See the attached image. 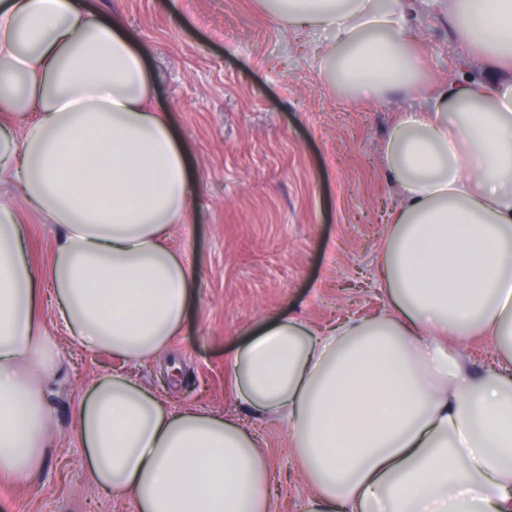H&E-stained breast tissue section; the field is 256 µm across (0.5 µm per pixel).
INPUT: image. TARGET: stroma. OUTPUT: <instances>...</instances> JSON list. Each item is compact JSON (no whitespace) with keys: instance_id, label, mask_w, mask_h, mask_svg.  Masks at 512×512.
<instances>
[{"instance_id":"stroma-1","label":"stroma","mask_w":512,"mask_h":512,"mask_svg":"<svg viewBox=\"0 0 512 512\" xmlns=\"http://www.w3.org/2000/svg\"><path fill=\"white\" fill-rule=\"evenodd\" d=\"M122 13L147 51L152 104L184 145L198 195L168 239L197 273L179 336L137 365L82 348L43 311L62 351L49 394L53 435L26 484L0 477V512H131L130 498L92 483L71 427L90 383L123 373L178 408L239 417L259 436L277 480L274 512H301L310 493L286 431L248 414L233 395L226 359L246 332L277 316L318 326L384 311L378 257L397 205L384 145L397 113L425 108L417 94L350 98L324 79L311 46L270 19L258 0H91ZM431 81L455 76L462 48L447 23L419 28ZM26 228L39 270L57 228L0 183Z\"/></svg>"}]
</instances>
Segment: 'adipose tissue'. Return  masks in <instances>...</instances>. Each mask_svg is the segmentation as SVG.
Listing matches in <instances>:
<instances>
[{
  "instance_id": "obj_1",
  "label": "adipose tissue",
  "mask_w": 512,
  "mask_h": 512,
  "mask_svg": "<svg viewBox=\"0 0 512 512\" xmlns=\"http://www.w3.org/2000/svg\"><path fill=\"white\" fill-rule=\"evenodd\" d=\"M326 32L313 51L352 96L425 93L385 146L398 197L378 260L387 309L317 328L285 316L240 343L234 393L282 424L311 493L304 512H512V0H260ZM447 20L478 69L428 84L422 16ZM146 52L88 0H0V178L58 224L33 267L0 200V475L24 484L50 445L62 368L43 323L131 363L178 335L196 274L171 250L198 184ZM486 336L475 369L449 338ZM97 486L134 512H272L271 470L239 420L170 407L122 373L89 386L72 425Z\"/></svg>"
}]
</instances>
